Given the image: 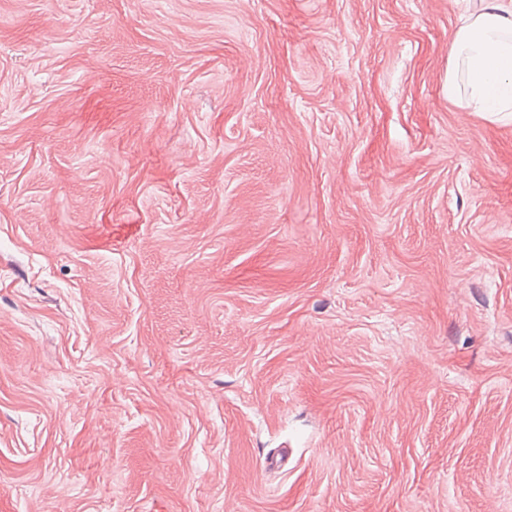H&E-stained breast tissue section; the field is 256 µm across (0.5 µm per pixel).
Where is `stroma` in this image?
Returning <instances> with one entry per match:
<instances>
[{
    "instance_id": "stroma-1",
    "label": "stroma",
    "mask_w": 512,
    "mask_h": 512,
    "mask_svg": "<svg viewBox=\"0 0 512 512\" xmlns=\"http://www.w3.org/2000/svg\"><path fill=\"white\" fill-rule=\"evenodd\" d=\"M472 6L0 0V512H512Z\"/></svg>"
}]
</instances>
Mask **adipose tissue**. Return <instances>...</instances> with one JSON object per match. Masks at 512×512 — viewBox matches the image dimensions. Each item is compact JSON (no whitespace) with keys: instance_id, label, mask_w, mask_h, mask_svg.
Wrapping results in <instances>:
<instances>
[{"instance_id":"adipose-tissue-1","label":"adipose tissue","mask_w":512,"mask_h":512,"mask_svg":"<svg viewBox=\"0 0 512 512\" xmlns=\"http://www.w3.org/2000/svg\"><path fill=\"white\" fill-rule=\"evenodd\" d=\"M448 98L476 112H512V0H481L452 34Z\"/></svg>"}]
</instances>
